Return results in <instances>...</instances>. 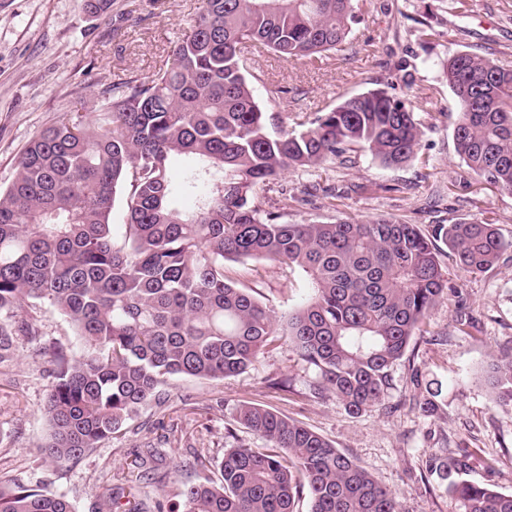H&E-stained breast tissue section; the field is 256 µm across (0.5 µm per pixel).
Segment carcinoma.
Instances as JSON below:
<instances>
[{
    "label": "carcinoma",
    "instance_id": "obj_1",
    "mask_svg": "<svg viewBox=\"0 0 512 512\" xmlns=\"http://www.w3.org/2000/svg\"><path fill=\"white\" fill-rule=\"evenodd\" d=\"M360 0H204L173 58L146 80L120 83L87 121L81 114L27 145L0 191V351L37 336L49 306L79 347L45 341L53 382L42 453L67 468L122 434L173 376L222 379L253 366L286 336L351 414L377 406L390 367L403 357L448 279L437 242L468 273L493 267L508 247L495 225L454 221L426 235L388 217L281 222L255 204L289 168H320L349 152L386 167L417 155L420 128L406 99L384 89L347 97L299 132L283 126L276 100L258 98L248 54L285 60L342 50ZM457 102L455 151L478 178L512 194V70L475 54L442 64ZM125 222H113L116 200ZM184 199L194 205L180 207ZM269 260L297 268L309 293L278 318L224 275V261ZM490 389L512 409V355L492 363ZM238 420L265 448L224 454L219 477L183 484L181 512H404L393 492L304 425L242 405ZM464 461L440 456L454 512H512V494L448 481ZM125 488L106 489L99 512H124ZM0 512H73L63 494L0 489Z\"/></svg>",
    "mask_w": 512,
    "mask_h": 512
}]
</instances>
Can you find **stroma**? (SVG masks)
Instances as JSON below:
<instances>
[{
  "instance_id": "1",
  "label": "stroma",
  "mask_w": 512,
  "mask_h": 512,
  "mask_svg": "<svg viewBox=\"0 0 512 512\" xmlns=\"http://www.w3.org/2000/svg\"><path fill=\"white\" fill-rule=\"evenodd\" d=\"M201 3L111 0L94 15L87 0H0V189L39 132L78 111L95 119L119 79L151 77ZM425 21L437 32L428 44L418 38ZM464 51L512 69V0H468L463 9L456 0H364L345 51L291 61L264 51L250 62L260 97L284 89L278 110L289 129L343 98L383 88L413 102L422 132L416 159L398 168L357 154L286 171L285 222L385 216L427 234L436 224L489 219L509 243L494 267L476 274L440 246L448 289L392 365L381 406L353 415L334 394H315L316 369L282 338L245 373L171 378L163 408L143 410L124 437L60 469L40 450L53 377L38 348L43 339L70 346L77 339L45 306L37 313L41 339L17 336L0 358V485L64 494L75 512H96L100 494L115 485L141 506L167 507L176 492L167 473L193 482L216 470L227 450L262 446L236 420L239 404L249 403L325 437L399 495L406 512H452L444 482L428 472L432 457L445 453L468 455L461 478L512 493V410L496 403L485 378L492 359L512 353V194L469 173L455 152L457 106L441 64ZM224 274L279 314L306 297L303 273L276 263L228 261ZM139 453L152 479L134 466Z\"/></svg>"
}]
</instances>
